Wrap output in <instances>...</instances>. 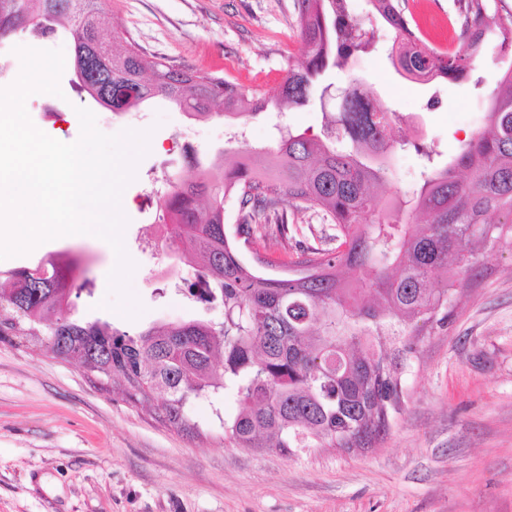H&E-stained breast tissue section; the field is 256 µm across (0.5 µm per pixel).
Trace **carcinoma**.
Here are the masks:
<instances>
[{
    "label": "carcinoma",
    "instance_id": "cac0c4a2",
    "mask_svg": "<svg viewBox=\"0 0 512 512\" xmlns=\"http://www.w3.org/2000/svg\"><path fill=\"white\" fill-rule=\"evenodd\" d=\"M403 37L410 28L397 0H370ZM457 50L426 43L391 57L409 80L455 78L472 69L489 39L512 48V11L498 0H455ZM302 49L288 60L279 94L245 90L211 73L177 69L119 36L97 0H0V41L21 33L70 34L72 66L94 54L112 73V100L79 84L115 115L161 97L193 119L241 121L299 108L325 95L322 75L369 53L347 0H295ZM352 82L327 140L290 129L267 148L228 141L208 166L197 160L158 199L165 241L180 258L201 260V298L224 321H171L137 335L77 316L71 301L79 259L49 254L33 267L0 272V338L15 336L46 353L77 358L87 373L117 383L133 403L161 398L168 423L189 427L190 396L233 389L235 418L224 438L238 448L292 454L299 448H374L401 410L404 369L424 330L449 324L448 299L477 248L512 238V69L481 126L443 168L423 172L411 196L388 203L374 188L392 176L394 113L373 111ZM242 213L237 234L252 242L255 216L283 202L323 214L336 248H311L298 261L309 274L262 277L240 258L224 228V202Z\"/></svg>",
    "mask_w": 512,
    "mask_h": 512
}]
</instances>
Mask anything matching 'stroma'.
<instances>
[{"label": "stroma", "instance_id": "stroma-1", "mask_svg": "<svg viewBox=\"0 0 512 512\" xmlns=\"http://www.w3.org/2000/svg\"><path fill=\"white\" fill-rule=\"evenodd\" d=\"M98 6L119 36L146 54L270 97L287 60L301 50L295 0H98ZM350 10L374 51L331 72L323 99L262 113L240 127L188 118L161 98L112 115L80 92L72 66H65L61 95L37 93L25 102L38 129L76 141V110L84 107L103 133L153 131L155 144L124 191L131 205L123 239L136 264L130 286L144 311L131 320L116 309L107 280L116 255L96 236L44 242L0 260V270L51 253L81 257L85 272L74 285L79 315L132 335L168 321H223L222 306L193 300L184 286L191 267L165 276L171 258L158 196L191 158L213 157L235 131L255 147L270 145L279 124L322 136L353 78L374 105L395 113L400 135L432 146L438 165L453 160L512 67V51L489 47L456 81L411 82L391 64L393 29L373 19L367 0H350ZM17 46L71 50L63 33L1 44L0 87L20 73ZM182 143L190 153H178ZM412 144L394 156V175L379 189L385 200L412 195L419 185L425 160ZM285 213L299 230L277 248L281 260L297 261L311 246L335 247L336 228L321 215L291 207ZM459 280L449 327L425 331L404 375L402 410L374 448H309L291 456L238 448L224 439V422L238 412L233 394L190 399L185 431L161 422L155 407L91 382L76 360L0 340V512H512V247L480 256Z\"/></svg>", "mask_w": 512, "mask_h": 512}]
</instances>
